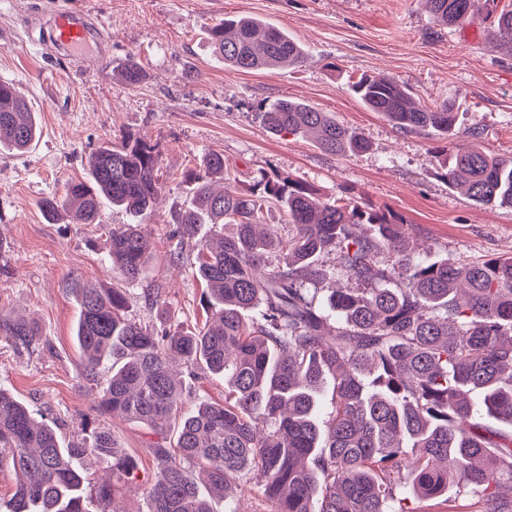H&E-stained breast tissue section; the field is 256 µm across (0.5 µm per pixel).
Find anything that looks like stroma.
Here are the masks:
<instances>
[{"label":"stroma","mask_w":512,"mask_h":512,"mask_svg":"<svg viewBox=\"0 0 512 512\" xmlns=\"http://www.w3.org/2000/svg\"><path fill=\"white\" fill-rule=\"evenodd\" d=\"M71 4L110 37L93 45L91 57L58 56L44 37L52 12ZM237 16L287 32L304 48V64L243 73L216 62L205 32ZM129 64L143 72L134 86L121 77ZM365 75L397 79L422 104H455L453 137L404 132L365 108L351 90ZM0 81L15 84L40 126L30 151L0 147V315L33 322L39 332L28 346L0 336V387L36 417L53 420L64 441L89 437L95 427L112 433L138 464L134 477L116 481L123 512H147L154 435L97 412L107 373L84 370L73 288L79 281L118 285L107 234L131 218L108 202L93 224L49 218L40 208L44 197L63 195L68 180L84 177L100 144L142 137L160 155L164 190L143 221L154 259L146 278L130 285L128 309L132 320L157 331L205 318L195 243L184 244L178 263L169 254L185 201L181 177L211 151L224 155L225 190L275 172L322 197H360L392 212L414 255L451 253L465 262L512 256V209L474 203L449 186L443 167L452 146L477 143L512 155V49L495 39L492 19L443 27L425 0H0ZM281 99L332 113L368 141V150L332 155L311 135L270 131L260 114ZM241 484L234 498L214 496L213 512H271L255 474ZM406 501L414 512L480 507L476 489L462 484L444 499L394 484L390 512Z\"/></svg>","instance_id":"1"}]
</instances>
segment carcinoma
I'll return each mask as SVG.
<instances>
[{
	"mask_svg": "<svg viewBox=\"0 0 512 512\" xmlns=\"http://www.w3.org/2000/svg\"><path fill=\"white\" fill-rule=\"evenodd\" d=\"M435 20L475 19V0H429ZM497 36L512 43V11L496 17ZM213 55L241 72L296 67L301 46L251 18L226 19L206 31ZM0 145L30 150L39 125L25 98L1 89ZM353 89L396 128L452 135L458 113L444 100L417 105L392 77H362ZM273 132H312L319 147L345 155L367 141L328 112L281 99L263 112ZM155 145L141 137L106 142L87 158L88 177L70 181L62 198L41 200L44 214L68 213L93 224L102 200L132 223L109 230L112 271L126 283L149 269L152 251L141 220L162 190ZM448 185L482 205L512 207V156L459 147L445 160ZM224 154L210 152L184 173L189 199L175 217L178 244L196 240L194 276L207 316L192 329L161 333L127 316L125 288L79 282L75 338L93 375L107 369L97 410L145 425L159 437L147 512H211L206 494H226L250 472L263 478L273 512H389L399 481L435 499L461 482L480 493L478 512H512L500 493L512 486V435L475 415L512 426V256L464 263L449 254L414 260L401 224L368 205L319 193L278 174H261L247 191L215 192ZM280 207L288 233L257 232L263 210ZM230 224L217 245L204 227ZM336 254L332 281L319 265ZM257 313L249 318L251 313ZM18 345L38 336L29 321L0 323ZM224 379V401L186 408L187 394L170 361ZM335 401L318 422L321 390ZM10 456L16 490L4 512H122L118 489L85 484L79 461L112 457L131 476L135 459L118 452L108 431L63 443L54 427L0 388V455Z\"/></svg>",
	"mask_w": 512,
	"mask_h": 512,
	"instance_id": "cac0c4a2",
	"label": "carcinoma"
}]
</instances>
